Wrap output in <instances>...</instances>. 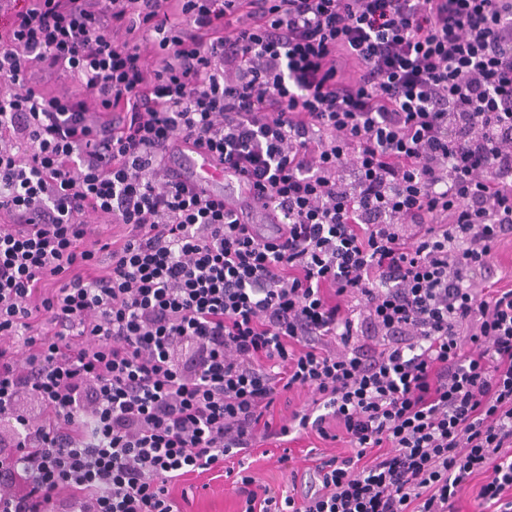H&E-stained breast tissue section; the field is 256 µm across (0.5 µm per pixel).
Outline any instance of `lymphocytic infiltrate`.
<instances>
[{
  "label": "lymphocytic infiltrate",
  "mask_w": 512,
  "mask_h": 512,
  "mask_svg": "<svg viewBox=\"0 0 512 512\" xmlns=\"http://www.w3.org/2000/svg\"><path fill=\"white\" fill-rule=\"evenodd\" d=\"M1 10L0 512H180L212 471L243 512H461L480 475L512 512V285L473 286L512 241V0ZM179 137L284 223L188 185ZM337 432L286 492L241 470Z\"/></svg>",
  "instance_id": "obj_1"
}]
</instances>
